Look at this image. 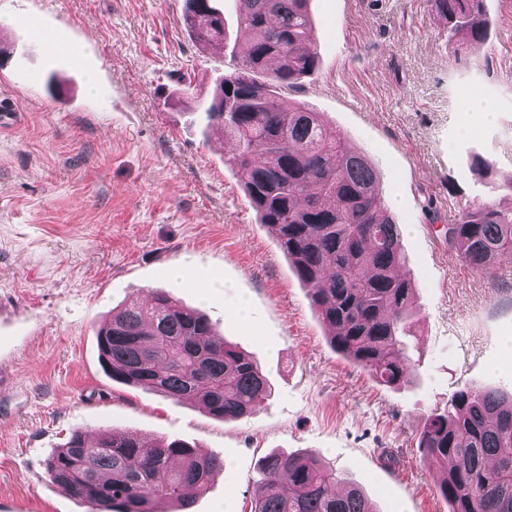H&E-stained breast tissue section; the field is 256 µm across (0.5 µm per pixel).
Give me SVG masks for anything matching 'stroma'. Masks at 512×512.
I'll return each mask as SVG.
<instances>
[{"instance_id": "1", "label": "stroma", "mask_w": 512, "mask_h": 512, "mask_svg": "<svg viewBox=\"0 0 512 512\" xmlns=\"http://www.w3.org/2000/svg\"><path fill=\"white\" fill-rule=\"evenodd\" d=\"M200 48L185 0H0V512H87L46 462L74 430L181 440L224 460L192 512H252L270 452L320 456L379 512H448L417 427L459 389L512 390V259L491 275L449 250L465 207L512 206V0H484L488 44L452 50L428 0H310L319 69L300 100L379 168L407 257L415 373L378 385L337 354L227 153L182 102L211 96L239 54ZM70 45L45 52L41 33ZM490 106L483 117L473 102ZM494 163L491 181L471 162ZM186 287L171 289L169 273ZM170 290L253 358L272 396L226 423L113 382L97 330Z\"/></svg>"}]
</instances>
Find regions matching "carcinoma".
<instances>
[{
    "instance_id": "carcinoma-1",
    "label": "carcinoma",
    "mask_w": 512,
    "mask_h": 512,
    "mask_svg": "<svg viewBox=\"0 0 512 512\" xmlns=\"http://www.w3.org/2000/svg\"><path fill=\"white\" fill-rule=\"evenodd\" d=\"M308 2L237 0L242 55L211 97L196 98L194 111L209 130L235 140L228 163L306 288L333 349L378 384L401 386L414 369V288L400 273L406 256L380 176L321 113L288 96L320 66ZM430 2L449 46L485 47L493 20L483 0ZM182 24L203 49L225 36L224 13L212 0H185ZM445 239L470 269L489 275L500 258L512 257V208L467 207ZM97 337L112 379L191 401L226 423L272 393L248 355L215 338L204 313L161 290L112 312ZM418 448L442 472L438 492L448 512H512V395L461 388L426 417ZM223 467L222 458L186 442L112 429L93 439L74 431L46 470L89 512H156L159 500L188 512L193 500L185 490L205 486ZM260 474L264 491L252 512H378L361 488L343 486L310 455H269Z\"/></svg>"
}]
</instances>
